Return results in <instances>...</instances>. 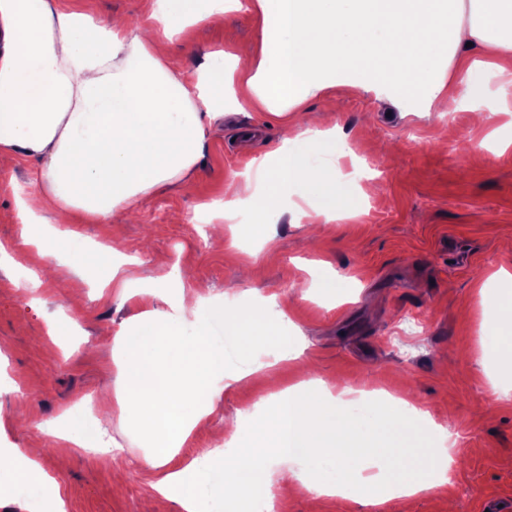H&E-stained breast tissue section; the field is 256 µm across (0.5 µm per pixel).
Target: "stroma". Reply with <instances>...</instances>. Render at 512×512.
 <instances>
[{
    "mask_svg": "<svg viewBox=\"0 0 512 512\" xmlns=\"http://www.w3.org/2000/svg\"><path fill=\"white\" fill-rule=\"evenodd\" d=\"M95 22L121 15L145 20L153 0H69ZM258 23L228 12L222 25L198 28L195 45H170L190 68L208 52L253 44ZM333 108L331 125L353 157L336 160L343 175L360 169L376 194L361 197L357 182L344 191L354 214L333 221L283 214L277 223L225 225L224 245L197 221L202 203L232 200L244 175L278 141L284 117L245 107L226 114L209 132L200 175L191 190L172 186L148 197L136 221L116 217L72 224L85 242H110L142 256L139 274L152 278L179 268L183 277L211 285L213 294L247 302L251 293L275 299L299 336L302 352L280 363L271 379L245 391H225L206 428L185 442L174 465L213 446L225 418L251 412L273 394L312 381L334 383V395L386 390L410 393L413 403L450 430L454 481L405 497L363 504L340 495L309 493L304 480L276 503V512H484L512 501V401L493 400L491 369L483 359L488 315L474 295L487 276L512 272V148L495 151L488 132L512 139V116L496 114L486 128L447 100L427 112H405L393 101L349 94L343 87L308 100L298 130L316 126ZM37 165L0 152V456L37 445L41 424L78 396L114 389L112 334L142 310L144 296L120 299L117 289L87 283L79 302L44 283L22 296L13 286L21 267L41 264L23 249L25 225L16 219L19 189L32 188ZM332 270L335 296L304 293L311 272ZM69 322L74 336L51 340L49 323ZM128 463L124 482L112 479L113 461L76 448H49L44 470L59 484L66 512H179L158 498L156 470L137 466L142 447L119 423L110 426Z\"/></svg>",
    "mask_w": 512,
    "mask_h": 512,
    "instance_id": "1",
    "label": "stroma"
}]
</instances>
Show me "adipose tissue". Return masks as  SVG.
Segmentation results:
<instances>
[{"instance_id": "adipose-tissue-1", "label": "adipose tissue", "mask_w": 512, "mask_h": 512, "mask_svg": "<svg viewBox=\"0 0 512 512\" xmlns=\"http://www.w3.org/2000/svg\"><path fill=\"white\" fill-rule=\"evenodd\" d=\"M231 9L260 20L254 67L235 73L250 54L244 48L207 53L196 69L168 54L173 37L220 25ZM469 46L480 58L465 57ZM491 78L497 111H511L512 0H155L137 27L95 23L62 0H0V151L38 165L37 185L20 196L16 213L33 227L24 245L43 257L66 255L71 296L99 273L123 294L136 287L151 298L112 336L120 387L99 397L96 415L72 416L65 431L50 432L52 443L88 448L111 420L131 425L145 446L140 464L161 473L155 493L181 512L274 504L287 489L285 478H272L274 464L298 465L318 494H351L364 504L422 490L428 451L405 423L417 407L401 398L349 412L326 388L276 395L266 425L233 417L211 450L171 467L222 390L263 375L266 365L251 350L263 344L274 359L292 360L298 339L275 300L246 308L208 302L206 285L177 272L143 281L139 256L88 247L59 227L132 214L169 185L190 188L225 100L281 115L347 86L425 112L442 97L477 102ZM349 152L332 131L285 130L242 195L204 204L201 218L218 224L243 208L272 213L297 192L315 216L335 219L346 195L328 160ZM493 305L491 350L502 381L512 383V290ZM12 454L17 463L0 465V485L25 504L65 512L40 449Z\"/></svg>"}]
</instances>
